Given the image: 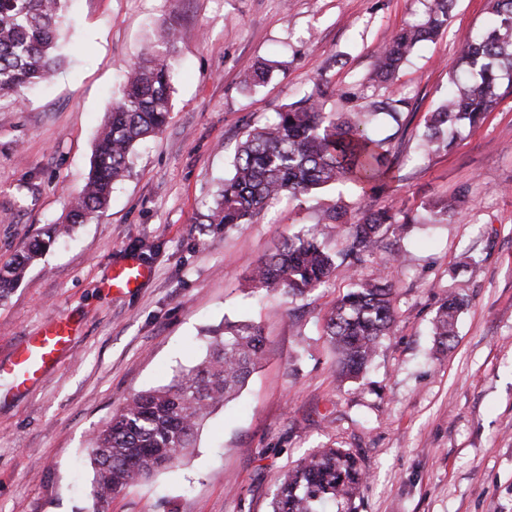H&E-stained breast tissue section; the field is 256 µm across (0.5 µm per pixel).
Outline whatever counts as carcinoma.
Wrapping results in <instances>:
<instances>
[{
	"instance_id": "carcinoma-1",
	"label": "carcinoma",
	"mask_w": 512,
	"mask_h": 512,
	"mask_svg": "<svg viewBox=\"0 0 512 512\" xmlns=\"http://www.w3.org/2000/svg\"><path fill=\"white\" fill-rule=\"evenodd\" d=\"M66 0H0V100L18 101L25 90L51 80L61 57L55 32ZM452 0H431L427 11L394 32L380 46L368 76L387 83L420 43L448 26ZM497 25L465 45L452 74L457 92L433 112L423 133L427 151L448 150L459 124L474 127L512 95V0H492ZM178 40L173 23L161 25L140 60L112 99L109 118L94 148L89 177L74 197L65 222L52 224L45 237L0 266V300L24 275L26 267L73 225L104 212L114 184L131 169L136 147L161 131L171 112L172 51ZM331 81L321 73L310 91L277 113L268 125L247 131L233 160V174L224 179L209 224H245L271 201L299 200L329 184L351 182L375 192L392 170L385 140L368 129L385 117L399 121L398 101L371 100L343 115L327 112L324 99ZM458 200L434 205L432 216H418L403 205L364 209L345 225L350 246L345 254L356 276L324 323V335L336 353V374L360 380L396 317L392 288L381 273H359L376 254L386 234L408 224H426L448 217ZM336 268V259L316 235L286 237L277 251L254 269L255 287L302 298L322 286ZM466 300L450 293L442 301L433 326L435 342L445 348L454 339L456 321ZM264 357L263 337L252 322L224 321L208 337L206 358L179 371L166 386L133 395L109 424L92 438L95 476L92 512H107L114 496L138 479L176 466L213 411L245 385ZM367 480L360 459L343 448H320L305 457L272 491L269 512H357L356 499Z\"/></svg>"
}]
</instances>
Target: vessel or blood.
Returning <instances> with one entry per match:
<instances>
[{
	"label": "vessel or blood",
	"mask_w": 512,
	"mask_h": 512,
	"mask_svg": "<svg viewBox=\"0 0 512 512\" xmlns=\"http://www.w3.org/2000/svg\"><path fill=\"white\" fill-rule=\"evenodd\" d=\"M151 275L150 268L132 261L114 270L111 286L120 292L129 290L138 287ZM72 331L68 318L59 317L15 350L10 368L18 378L19 387L40 380L54 367L59 357L71 349Z\"/></svg>",
	"instance_id": "b4317fda"
}]
</instances>
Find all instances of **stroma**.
Here are the masks:
<instances>
[{
  "instance_id": "35a3bbf8",
  "label": "stroma",
  "mask_w": 512,
  "mask_h": 512,
  "mask_svg": "<svg viewBox=\"0 0 512 512\" xmlns=\"http://www.w3.org/2000/svg\"><path fill=\"white\" fill-rule=\"evenodd\" d=\"M430 0H68L52 81L0 103V264L65 217L90 170L112 93L162 23H175L172 112L133 157L106 211L51 246L0 301V363L54 318L78 325L72 348L15 393L0 374V512H87L90 442L139 392L169 384L205 355L224 320L258 323L265 358L218 409L179 466L116 495L108 512H268L280 478L327 447L357 454L358 512H512V96L454 146L423 154L421 136L453 92L466 42L493 27L489 0H454L448 27L388 83L365 84L375 53ZM253 64L267 79L239 82ZM331 79L329 112L355 98L402 100L374 133L395 159L383 192L327 186L281 200L248 223H205L245 133ZM455 196L447 221L383 241L396 325L359 383L336 379L323 324L352 286L346 266L304 298L258 292L257 264L333 208ZM136 257L153 276L118 293L114 267ZM477 270H470L469 260ZM464 296L450 347L431 322L445 292Z\"/></svg>"
}]
</instances>
